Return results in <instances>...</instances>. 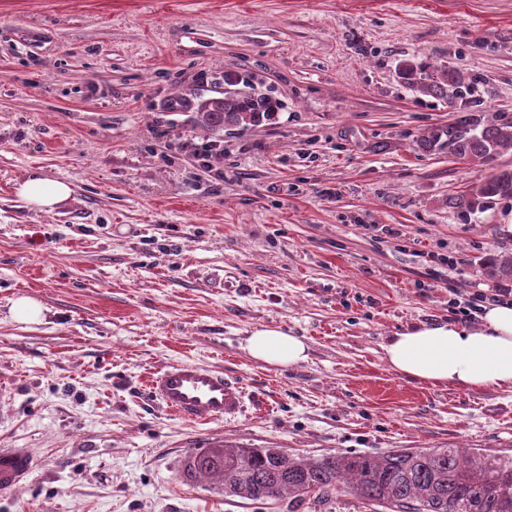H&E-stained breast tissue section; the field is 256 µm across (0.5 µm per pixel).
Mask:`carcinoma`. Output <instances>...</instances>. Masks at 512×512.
<instances>
[{
    "label": "carcinoma",
    "instance_id": "carcinoma-1",
    "mask_svg": "<svg viewBox=\"0 0 512 512\" xmlns=\"http://www.w3.org/2000/svg\"><path fill=\"white\" fill-rule=\"evenodd\" d=\"M397 76L419 96L452 102L471 92L464 73L442 64L404 59ZM278 109L272 98L249 91L198 103L197 123L220 132L257 127ZM421 153L448 151L486 164L512 150V121L469 115L427 128L414 140ZM498 200H512V170H499L479 185L449 199L471 212ZM481 274L498 288H512V252L482 257ZM190 480L215 481L226 497L264 504L288 499L291 506L324 505L343 490L384 512H512V457H477L464 448H403L382 455L326 454L316 459L282 448H199L184 470Z\"/></svg>",
    "mask_w": 512,
    "mask_h": 512
}]
</instances>
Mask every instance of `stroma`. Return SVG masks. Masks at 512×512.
Listing matches in <instances>:
<instances>
[{"instance_id":"35a3bbf8","label":"stroma","mask_w":512,"mask_h":512,"mask_svg":"<svg viewBox=\"0 0 512 512\" xmlns=\"http://www.w3.org/2000/svg\"><path fill=\"white\" fill-rule=\"evenodd\" d=\"M409 57L473 92L416 98L395 74ZM241 80L277 117L197 127L196 103ZM468 113L512 120V0H0V448L34 456L0 512H310L185 479L217 445L512 455V391L382 358L495 294L477 260L512 250V201L448 206L512 151L412 148ZM34 170L69 200L28 206L15 185ZM21 297L41 321L13 318ZM258 325L304 337L309 360L250 358ZM174 362L223 370L243 411L190 424L149 400Z\"/></svg>"}]
</instances>
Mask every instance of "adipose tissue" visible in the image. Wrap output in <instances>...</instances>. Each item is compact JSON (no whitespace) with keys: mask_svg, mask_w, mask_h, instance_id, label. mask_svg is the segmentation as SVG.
Segmentation results:
<instances>
[{"mask_svg":"<svg viewBox=\"0 0 512 512\" xmlns=\"http://www.w3.org/2000/svg\"><path fill=\"white\" fill-rule=\"evenodd\" d=\"M17 193L31 207L50 212L70 197L71 187L34 173L18 185ZM243 349L251 358L279 367L309 359L303 337L275 326L252 329ZM383 359L397 375L431 386L512 390V304H486L473 323L432 321L404 329L384 344Z\"/></svg>","mask_w":512,"mask_h":512,"instance_id":"adipose-tissue-1","label":"adipose tissue"}]
</instances>
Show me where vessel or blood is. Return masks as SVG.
<instances>
[{"label":"vessel or blood","instance_id":"obj_1","mask_svg":"<svg viewBox=\"0 0 512 512\" xmlns=\"http://www.w3.org/2000/svg\"><path fill=\"white\" fill-rule=\"evenodd\" d=\"M149 396L164 409L192 424H207L241 412L243 392L222 371L179 362L154 373ZM33 458L25 448H0V491L22 486L30 477Z\"/></svg>","mask_w":512,"mask_h":512}]
</instances>
